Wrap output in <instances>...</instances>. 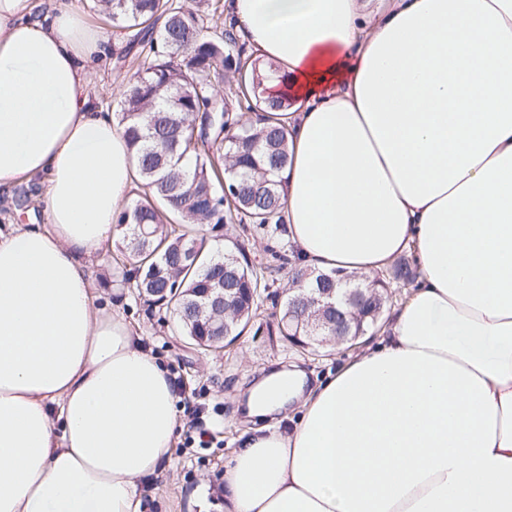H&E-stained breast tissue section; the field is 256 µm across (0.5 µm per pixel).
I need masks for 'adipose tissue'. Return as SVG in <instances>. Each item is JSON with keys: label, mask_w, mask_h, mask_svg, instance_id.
I'll return each instance as SVG.
<instances>
[{"label": "adipose tissue", "mask_w": 512, "mask_h": 512, "mask_svg": "<svg viewBox=\"0 0 512 512\" xmlns=\"http://www.w3.org/2000/svg\"><path fill=\"white\" fill-rule=\"evenodd\" d=\"M287 96L288 243L302 265L417 284L317 386L250 390L224 512H512V0H225ZM0 0V512H145L177 392L93 288L134 159L91 67L104 35L64 0ZM293 411L289 431L269 416Z\"/></svg>", "instance_id": "1"}]
</instances>
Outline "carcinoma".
Here are the masks:
<instances>
[{
    "instance_id": "cac0c4a2",
    "label": "carcinoma",
    "mask_w": 512,
    "mask_h": 512,
    "mask_svg": "<svg viewBox=\"0 0 512 512\" xmlns=\"http://www.w3.org/2000/svg\"><path fill=\"white\" fill-rule=\"evenodd\" d=\"M95 7L129 34L147 66L137 71L117 103L116 117L136 164L135 188L118 215L122 246L113 257L114 283L151 304L174 305L175 332L211 347L239 336L258 315L264 270L232 253L208 252V237L224 227L251 225L269 235L287 234L283 218L288 132L273 123L286 99H265L258 63L241 48L203 36L213 0H95ZM232 75L224 93L213 80ZM234 98L237 111L229 109ZM222 151L218 166L210 150ZM32 183L15 191L12 205L25 209ZM290 266L289 287L334 288L287 251H274ZM413 282L404 264L377 282ZM222 293L227 303L213 301ZM283 338L306 331L288 306L273 314Z\"/></svg>"
}]
</instances>
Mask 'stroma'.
<instances>
[{
    "mask_svg": "<svg viewBox=\"0 0 512 512\" xmlns=\"http://www.w3.org/2000/svg\"><path fill=\"white\" fill-rule=\"evenodd\" d=\"M141 64L140 59L109 57L94 70V100L103 107L116 106L120 92ZM219 249L244 255L249 262L269 263L268 241L249 228L236 226L217 238ZM93 268L101 280L95 288L114 310L138 325L146 345L158 355L173 376L179 377L188 389L202 391L206 405L204 415L217 431L216 442L209 448H183L174 443L171 460L143 484L145 512H224V466L234 455L239 438L246 427H259L242 421L245 387L275 364L291 359L303 360L314 376L324 377L337 365L360 352L369 343V336L356 341L329 346L320 351L298 348L285 350L271 312L272 301H265L263 312L247 332L231 346L203 349L189 338L173 333L171 314L151 308L147 303L122 294L115 287H104L112 271L105 264L104 254L93 259Z\"/></svg>",
    "mask_w": 512,
    "mask_h": 512,
    "instance_id": "stroma-1",
    "label": "stroma"
}]
</instances>
